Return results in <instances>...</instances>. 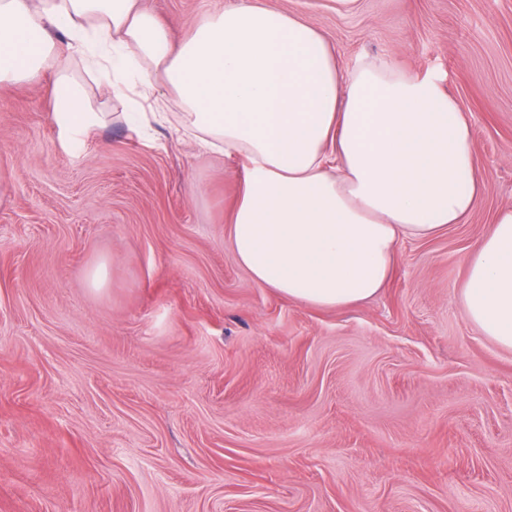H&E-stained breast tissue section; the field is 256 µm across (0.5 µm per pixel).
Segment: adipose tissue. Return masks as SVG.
Here are the masks:
<instances>
[{
	"label": "adipose tissue",
	"instance_id": "adipose-tissue-1",
	"mask_svg": "<svg viewBox=\"0 0 512 512\" xmlns=\"http://www.w3.org/2000/svg\"><path fill=\"white\" fill-rule=\"evenodd\" d=\"M114 98L141 88L205 148L240 162L228 237L260 287L318 308L372 299L398 242L460 223L479 198L468 120L439 78L363 56L341 69L300 17L232 0L174 39L138 0H0V84L55 67L52 119L80 141L104 121L67 64ZM467 320L512 350V207L500 210L459 290Z\"/></svg>",
	"mask_w": 512,
	"mask_h": 512
}]
</instances>
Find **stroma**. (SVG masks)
<instances>
[{
	"label": "stroma",
	"mask_w": 512,
	"mask_h": 512,
	"mask_svg": "<svg viewBox=\"0 0 512 512\" xmlns=\"http://www.w3.org/2000/svg\"><path fill=\"white\" fill-rule=\"evenodd\" d=\"M229 2L141 5L179 39ZM262 2L342 64L439 76L478 206L401 241L367 303L306 306L234 258L236 159L174 123L135 133L78 64L106 122L75 146L53 70L0 86V512H512V351L457 294L512 207V0Z\"/></svg>",
	"instance_id": "1"
}]
</instances>
